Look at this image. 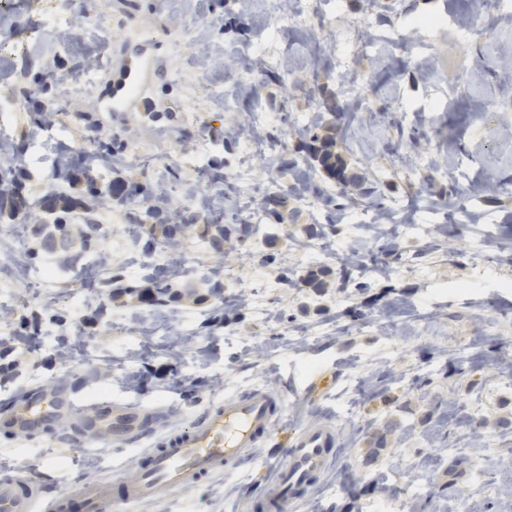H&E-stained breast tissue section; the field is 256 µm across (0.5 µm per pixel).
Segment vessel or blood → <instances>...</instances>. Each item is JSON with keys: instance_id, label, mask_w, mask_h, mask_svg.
I'll list each match as a JSON object with an SVG mask.
<instances>
[{"instance_id": "1", "label": "vessel or blood", "mask_w": 512, "mask_h": 512, "mask_svg": "<svg viewBox=\"0 0 512 512\" xmlns=\"http://www.w3.org/2000/svg\"><path fill=\"white\" fill-rule=\"evenodd\" d=\"M159 55L148 41L137 43L112 70L105 109L125 112L137 108L156 111L155 100L145 84L154 74ZM284 403L278 393L261 387L240 396L226 397L198 420L167 434L156 447L144 449L136 466L124 468L117 478L80 483L60 490L49 502L47 512H70L73 499H81L87 512H96L100 500L116 497L118 502H145L177 489L200 485L204 479L231 471L244 457L255 455L267 445L268 457L276 458L279 476L275 498L300 500L323 476L327 462L340 445V433L332 424L309 425L286 434H276L275 423ZM159 405L136 407L112 401L81 411L78 396L67 381L58 380L29 391L12 406L7 423L15 435L27 436L62 418L73 422L72 440L78 445L107 438L112 444L142 437L150 422L165 419ZM42 490L19 475L0 481V512H38Z\"/></svg>"}]
</instances>
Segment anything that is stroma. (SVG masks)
I'll list each match as a JSON object with an SVG mask.
<instances>
[{
  "label": "stroma",
  "instance_id": "1",
  "mask_svg": "<svg viewBox=\"0 0 512 512\" xmlns=\"http://www.w3.org/2000/svg\"><path fill=\"white\" fill-rule=\"evenodd\" d=\"M97 2L100 31L27 45L28 68L0 81L20 102L7 133L26 146L28 196L46 193L58 146L75 160L92 137L123 143L111 177L166 182L185 209L208 192L215 160L228 174L248 164V184L224 189L225 223H246L274 194L287 203L256 224L253 252L232 240L218 253L186 230L181 297L164 307L105 286L111 274L137 283L166 264L167 244L142 252L126 207L113 204L110 233L80 270L61 268L40 288L54 258L35 254L26 226L0 219V404L66 378L86 406L163 403L175 429L225 396L279 390V429L331 421L341 435L321 481L280 512H512V12L488 29L483 0ZM282 13L295 22L280 31ZM194 16L203 25L176 48V23ZM139 30L163 59L152 92L165 119L111 115L97 82L69 85L52 124L23 107L36 78L66 77L104 41L112 67ZM328 103L345 110L343 124ZM256 108L267 119L247 141L238 131ZM310 131L333 137L359 186L341 188L298 152ZM156 142L170 155L162 166L145 160ZM396 212L430 232L397 239L386 256L369 224ZM312 225L323 234L309 235ZM328 237L352 264L313 258ZM286 270L299 287L281 286ZM218 271L220 306L206 292ZM312 274L323 288L307 286ZM320 369L337 381L306 397ZM65 428H0V479L21 472L51 495L119 472L148 446L76 447ZM274 476L259 455L203 487L109 508L238 512L244 498L267 505Z\"/></svg>",
  "mask_w": 512,
  "mask_h": 512
}]
</instances>
